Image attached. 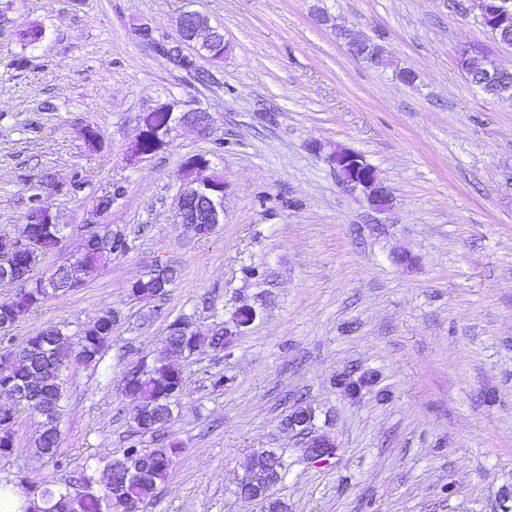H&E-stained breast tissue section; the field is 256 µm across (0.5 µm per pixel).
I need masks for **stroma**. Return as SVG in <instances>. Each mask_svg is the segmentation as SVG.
Listing matches in <instances>:
<instances>
[{"label": "stroma", "mask_w": 512, "mask_h": 512, "mask_svg": "<svg viewBox=\"0 0 512 512\" xmlns=\"http://www.w3.org/2000/svg\"><path fill=\"white\" fill-rule=\"evenodd\" d=\"M184 6L10 2L12 27L40 23L46 39L25 50L0 38V237L21 231L47 174L56 189L43 199L65 231L39 271L73 262L95 224L130 248L10 329L17 347L48 322L72 334L119 314L101 362L65 372L56 457L18 410L0 483L100 485L112 456L150 447L119 383L162 357L169 323L186 316L200 333L233 332V347L173 356L186 382L168 428L180 448L140 512H255L236 488L260 449L288 466L274 489L288 512H512V102L484 95L461 66L469 54L512 70V47L450 0H193L227 51L191 76L133 32L146 21L176 37ZM320 8L334 27L316 22ZM342 27L394 69L353 55ZM20 53L27 69H9ZM173 101L210 112L211 135L178 128L162 151L135 156L139 114ZM85 125L100 130L99 151L80 138ZM337 145L376 168L390 210L338 184ZM195 154L226 184L224 222L205 239L176 221L182 162ZM117 186L123 195L97 211ZM165 265L179 271L165 296L130 297L132 281ZM245 306L256 317L240 328ZM367 373L371 386L345 391ZM216 374L223 388L211 387ZM299 401L336 445L327 462L307 460L284 425Z\"/></svg>", "instance_id": "stroma-1"}]
</instances>
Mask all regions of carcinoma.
I'll use <instances>...</instances> for the list:
<instances>
[{"label":"carcinoma","instance_id":"carcinoma-1","mask_svg":"<svg viewBox=\"0 0 512 512\" xmlns=\"http://www.w3.org/2000/svg\"><path fill=\"white\" fill-rule=\"evenodd\" d=\"M11 36L23 47H37L46 38L42 25L33 24L24 29H16ZM353 53L367 62L378 66L386 65L388 55L382 47L373 45ZM487 58L465 57L464 71L470 82L475 83L483 75ZM487 96L501 101H512V77L504 78L492 88L485 90ZM147 131L139 143V150L147 155L157 152V135L170 133L176 123L172 112L153 111L145 117ZM64 225L57 216H52L50 224H29L28 234L38 246L28 250H16L11 255L12 271L26 276L27 284L18 288L13 298L0 302V325H15L24 316L34 312L49 298L47 289L65 291L72 285L82 282V276L105 266L112 255L128 249L125 236L107 229L92 232L82 244L79 256L69 264H63L51 271L44 279L36 274L41 256L56 248ZM176 269L166 266L149 272L131 282V292L139 301H150L157 297L149 288H139L137 284L155 281L160 294L177 278ZM115 316L108 312L82 329L76 343L63 330L49 324L33 331L24 345L15 351H8L7 371L0 374V391L10 399H18L24 409L41 408L39 415L41 433L38 445L41 453L49 458L55 456L60 439V419L64 397L63 368L59 365V354L76 347L78 355L88 365H95L102 359L112 341V323ZM184 326L180 333L165 337L166 349L172 353L193 354L207 346L222 351L231 344L228 333L215 332L203 336L194 330L185 317L179 318ZM185 379L174 365L160 360L149 368L142 369L125 387V396L137 402V412L133 416L136 430L143 435H152L168 427L173 419V406L180 401L184 392ZM176 443L160 444L154 448H141L133 443L114 457L107 469L119 468L123 477L110 479L102 490L93 487L91 477L84 478V490L73 494L67 490L44 487L34 490L40 506L34 512H129V506L136 507L155 496L159 483L163 482L173 464ZM269 460L277 466V478L283 480L286 466L282 456L265 449L257 453V461L246 470V484H253L270 478L262 461Z\"/></svg>","mask_w":512,"mask_h":512}]
</instances>
